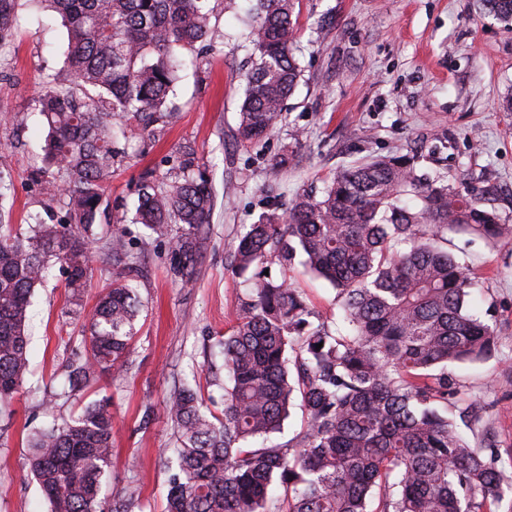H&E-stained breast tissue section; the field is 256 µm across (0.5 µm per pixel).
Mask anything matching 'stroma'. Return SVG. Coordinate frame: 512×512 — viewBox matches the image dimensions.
<instances>
[{"instance_id": "stroma-1", "label": "stroma", "mask_w": 512, "mask_h": 512, "mask_svg": "<svg viewBox=\"0 0 512 512\" xmlns=\"http://www.w3.org/2000/svg\"><path fill=\"white\" fill-rule=\"evenodd\" d=\"M253 5L207 0L209 35L185 57L172 121L149 133L133 120L117 125L122 154L89 231L95 273L81 306H69L56 267L33 291L32 375L0 410V512H46L25 464L29 436L54 416L103 399L112 413L109 493L139 484L136 512H164L176 446L166 398L187 382L214 412L224 408L217 340L249 294L231 272L234 245L260 214L285 211L300 194L321 195L352 162L419 149L418 171L492 188V206L512 223V18L495 15L484 0H295L299 84L278 127L244 143L237 130L252 59L243 20ZM65 48L60 19L20 0L12 41L0 48V224H55L65 216L63 201L33 177L47 132L37 98L44 77L63 69ZM17 111L29 113L25 126L11 122ZM188 157L210 180L214 207L196 283L184 288L172 273L169 241L151 238L134 217L144 185H162ZM116 234L118 254L110 248ZM447 248L471 269V311L487 317L497 336L487 359L448 367L456 401L474 404L479 417L466 435L474 447L512 454V243L452 230ZM128 259L144 309L126 369L101 375L67 402L53 400L67 383L68 362L84 353L83 331L103 283ZM292 275L315 316L346 329L333 287L299 265Z\"/></svg>"}]
</instances>
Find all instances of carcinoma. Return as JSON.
Listing matches in <instances>:
<instances>
[{
	"label": "carcinoma",
	"instance_id": "obj_1",
	"mask_svg": "<svg viewBox=\"0 0 512 512\" xmlns=\"http://www.w3.org/2000/svg\"><path fill=\"white\" fill-rule=\"evenodd\" d=\"M19 0H0V43L15 29ZM62 19L67 65L38 98L48 127L46 194L60 198L59 224H0V406L29 370L31 292L60 265L78 305L93 277L87 235L118 158L112 121L166 122L182 64L177 50L207 39L205 0H38ZM294 0H256L246 25L254 64L238 133L259 139L281 120L301 69L293 46ZM489 190L417 174L405 156L376 158L338 173L316 198L298 195L285 215L249 225L232 270L249 278L250 299L221 339L224 411L190 385L165 404L176 430L175 473L166 512H489L512 506V458L482 453L459 431L471 404L448 416V364L475 363L496 346L492 325L470 313V277L444 247L448 230L511 241L512 224L485 206ZM213 209L209 181L182 169L145 186L137 223L171 243L181 286L194 285ZM336 290L350 331L310 321L288 272L296 256ZM280 266L272 280L255 269ZM142 301L125 273L112 272L85 337L68 365L70 391L125 366ZM321 348H316L317 344ZM304 429L272 442L295 402ZM27 465L50 512H132L135 484L113 498L112 414L92 402L35 432ZM283 489L281 499L270 488Z\"/></svg>",
	"mask_w": 512,
	"mask_h": 512
}]
</instances>
